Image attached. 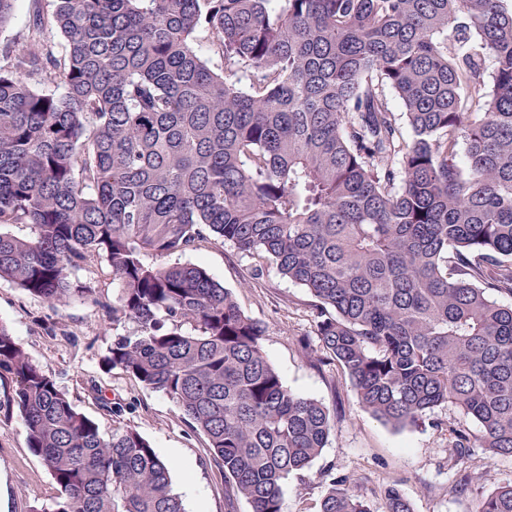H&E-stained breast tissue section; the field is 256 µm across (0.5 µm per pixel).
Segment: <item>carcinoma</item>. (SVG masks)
<instances>
[{"instance_id": "obj_1", "label": "carcinoma", "mask_w": 512, "mask_h": 512, "mask_svg": "<svg viewBox=\"0 0 512 512\" xmlns=\"http://www.w3.org/2000/svg\"><path fill=\"white\" fill-rule=\"evenodd\" d=\"M0 224L32 231L0 232V279L51 308L105 257L112 320L137 323L106 365L178 404L251 512H282L334 416L283 384L230 291L144 252L214 237L273 262L363 408L411 429L451 405L480 427L448 426L457 459L512 455V305L491 298L512 297L505 0H30L0 42ZM2 383L59 487L32 512H184L141 433L103 436L0 325ZM320 512L374 510L334 476ZM383 512L413 509L391 487ZM477 512H512V485ZM29 0H18L14 14L0 30V41L12 39L26 24Z\"/></svg>"}]
</instances>
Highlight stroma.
I'll return each mask as SVG.
<instances>
[{
    "label": "stroma",
    "instance_id": "obj_1",
    "mask_svg": "<svg viewBox=\"0 0 512 512\" xmlns=\"http://www.w3.org/2000/svg\"><path fill=\"white\" fill-rule=\"evenodd\" d=\"M177 261L203 267L229 289L242 312L265 326L262 346L284 385L336 415L326 448L303 475L284 485L283 512H320L333 474L346 477L374 512H380L389 487L398 488L413 512H475L481 495L512 483V455L491 458L485 449L474 448L466 469H459L446 426L452 423L475 435L480 427L453 407L436 409L434 426L419 429L396 428L362 408L348 375L336 364L316 362L311 354L317 343L311 297L282 277L273 263L214 238ZM70 278L91 288V295L54 308L1 280L0 324L103 435L134 427L171 463L173 486L185 512H251L245 499L227 502L224 472L206 437L191 430L181 408L123 370L105 366L113 339L136 329L132 320L116 322L105 311L120 296L106 259L93 257ZM463 474L470 483L460 491L455 484ZM57 492L49 471L31 452L20 421L0 419V512H30L49 504Z\"/></svg>",
    "mask_w": 512,
    "mask_h": 512
}]
</instances>
